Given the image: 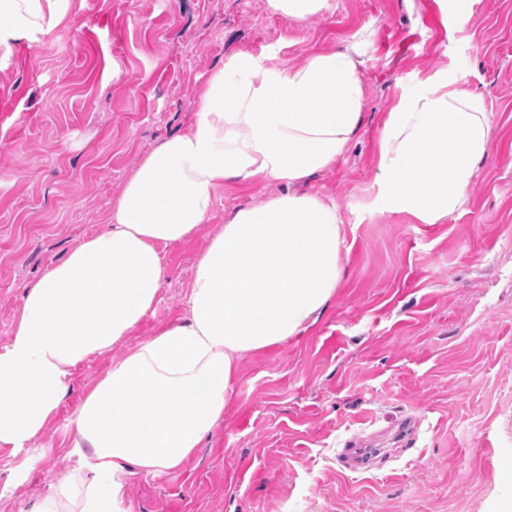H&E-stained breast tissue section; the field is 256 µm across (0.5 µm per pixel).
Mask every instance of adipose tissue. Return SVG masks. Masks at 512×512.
I'll return each instance as SVG.
<instances>
[{"mask_svg": "<svg viewBox=\"0 0 512 512\" xmlns=\"http://www.w3.org/2000/svg\"><path fill=\"white\" fill-rule=\"evenodd\" d=\"M75 0H0V54L45 45ZM357 46L300 65L247 51L202 85L194 118L127 179L105 232L52 264L26 292L0 345V448L36 440L74 370L122 341L152 312L163 250L208 223L225 182H277L262 206L237 209L198 255L179 322L113 361L72 421L84 459L77 512H129L118 472L181 468L213 435L238 361L299 335L335 296L349 263L336 202L292 187L343 157L361 125ZM493 128L478 93L431 77L401 96L378 145L374 205L437 224L466 200Z\"/></svg>", "mask_w": 512, "mask_h": 512, "instance_id": "1", "label": "adipose tissue"}]
</instances>
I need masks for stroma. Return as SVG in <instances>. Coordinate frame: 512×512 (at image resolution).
Masks as SVG:
<instances>
[{"label": "stroma", "mask_w": 512, "mask_h": 512, "mask_svg": "<svg viewBox=\"0 0 512 512\" xmlns=\"http://www.w3.org/2000/svg\"><path fill=\"white\" fill-rule=\"evenodd\" d=\"M297 23L266 0H83L51 44L0 63V343L27 289L101 232L143 157L184 130L209 73L238 51L288 65L359 42L362 124L335 166L297 186L353 227L349 269L305 332L239 362L212 438L177 471L120 474L131 512H495L512 494V0H330ZM435 75L483 95L487 156L437 224L373 204L396 99ZM277 184H225L211 220L167 247L168 278L131 336L82 363L41 437L0 448V512H39L73 473L66 424L86 391L184 312L194 263L236 209ZM405 446L389 439L402 420ZM385 447L368 469L347 444ZM445 17L448 16L458 25H464L470 16V0H438Z\"/></svg>", "instance_id": "obj_1"}]
</instances>
